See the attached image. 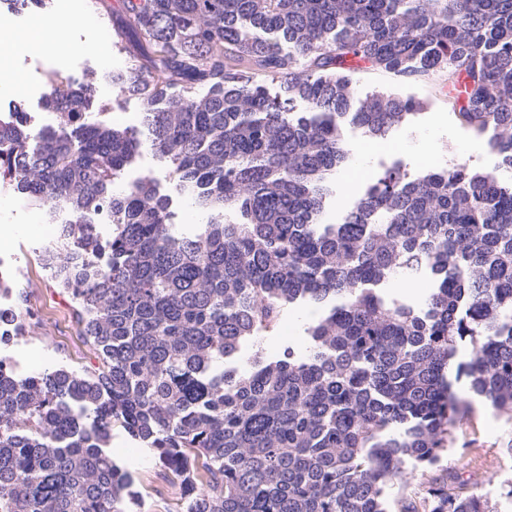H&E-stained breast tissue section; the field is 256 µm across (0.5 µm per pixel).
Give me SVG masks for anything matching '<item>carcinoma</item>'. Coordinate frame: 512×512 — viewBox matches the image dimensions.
Here are the masks:
<instances>
[{
	"label": "carcinoma",
	"mask_w": 512,
	"mask_h": 512,
	"mask_svg": "<svg viewBox=\"0 0 512 512\" xmlns=\"http://www.w3.org/2000/svg\"><path fill=\"white\" fill-rule=\"evenodd\" d=\"M131 66L108 75L176 188L206 212L173 231L151 179L113 190L139 141L85 119L54 72L58 129L0 112V178L70 221L40 254L76 300L97 365L0 368V512H127L108 445L142 442L185 512H493L452 468L394 502L408 457L437 464L471 413L453 382L512 416V181L466 162L383 171L324 224L349 160L341 123L384 139L417 103L355 102L360 64L465 76L457 116L512 170V0H97ZM275 86L269 92L267 83ZM106 208L111 236L90 214ZM421 272V308L380 287ZM325 309L303 354L264 358L283 310ZM470 359L455 361L459 344Z\"/></svg>",
	"instance_id": "carcinoma-1"
}]
</instances>
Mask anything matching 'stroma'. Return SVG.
Here are the masks:
<instances>
[{
  "label": "stroma",
  "mask_w": 512,
  "mask_h": 512,
  "mask_svg": "<svg viewBox=\"0 0 512 512\" xmlns=\"http://www.w3.org/2000/svg\"><path fill=\"white\" fill-rule=\"evenodd\" d=\"M105 27L101 19L65 30L67 52L41 58L36 50L13 55L11 61L23 80L16 97L0 95V105L20 106L43 127L57 126V115L48 109L41 84L53 71L73 75L92 85L88 116L90 121H105L112 126L138 130L142 127L144 104L140 99L120 95L108 81L110 72L129 67L130 62L113 43L101 41ZM356 98L370 93H394L419 104L418 113L408 127L383 139H369L359 131L346 129L354 153L350 163L336 175V185L328 211L333 221L346 213L373 184L382 170L385 150L403 167L425 173L448 166L451 161L468 162L479 171H492L499 158L486 143L472 138L461 125L450 103L454 84L446 73L427 77H402L366 68L353 75ZM126 177L153 179L162 193L170 195L176 215V232L190 234L205 222L204 213L183 200L167 168L155 157L149 143H142ZM44 207L36 205L14 186L0 182V226L9 227L8 241H0V252L14 258L11 277L14 312L21 325L19 336L6 339L0 351L18 357L25 374L63 367L84 374L91 364L90 352L77 323L74 303L56 287L49 271L39 261L43 249L53 246L59 227L47 223ZM316 307L305 305L282 312L275 328L261 340L266 357H279L285 348L305 350L309 340L304 325L317 317ZM109 451L114 461L132 473L139 492L132 512H184V500L177 490L157 493L163 483V470L152 451L124 431L114 430ZM441 468L454 467L472 477L473 491L489 502L495 512H512V420L482 402H474L472 421L460 441L442 456Z\"/></svg>",
  "instance_id": "obj_1"
}]
</instances>
